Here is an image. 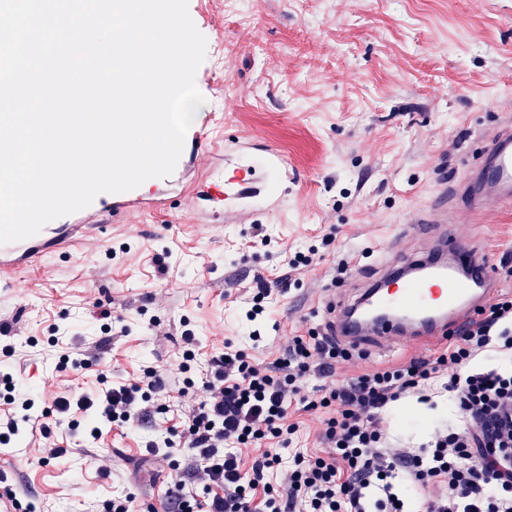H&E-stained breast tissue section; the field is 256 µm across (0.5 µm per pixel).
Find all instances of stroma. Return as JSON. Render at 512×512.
<instances>
[{
	"instance_id": "obj_1",
	"label": "stroma",
	"mask_w": 512,
	"mask_h": 512,
	"mask_svg": "<svg viewBox=\"0 0 512 512\" xmlns=\"http://www.w3.org/2000/svg\"><path fill=\"white\" fill-rule=\"evenodd\" d=\"M188 10L207 40L196 73L208 103L196 159L200 189L222 184L225 167L252 165L263 144L287 155L288 180L273 195L258 174L252 197L211 220L202 213L209 203L174 170L137 190L163 197L164 212L111 217L107 233L86 237L77 257L42 259L19 287L0 286V323L15 348L5 364L42 403L95 391L98 374L124 383L147 366L173 388L186 328L205 354L228 341L252 348L245 312L254 276L275 279L292 252L328 233L333 244L299 283L275 294L263 329L280 339L320 323V291L371 281L374 249L429 213L442 187L463 178L464 157L512 122L500 110L512 99V0H189ZM257 224L269 246L253 245ZM461 231L493 261L512 255V205ZM158 255L167 274L157 271ZM343 262L349 272L332 284ZM102 310L123 318L126 334L98 350L92 369L57 372L61 353L87 350L100 335ZM252 350L261 361L274 357ZM423 354L419 344H374L332 380ZM453 417L447 394L428 405L410 396L392 403L383 426L390 446L419 448ZM158 430L151 421L107 429L93 445L78 435L67 462L47 465L38 462V440L23 432L0 456L13 468L14 489L38 512H98L128 493L154 498L163 512L154 489L168 486L170 470L142 448ZM100 456L111 460L109 475L98 472Z\"/></svg>"
}]
</instances>
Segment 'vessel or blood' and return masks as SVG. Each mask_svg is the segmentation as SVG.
I'll use <instances>...</instances> for the list:
<instances>
[{
    "mask_svg": "<svg viewBox=\"0 0 512 512\" xmlns=\"http://www.w3.org/2000/svg\"><path fill=\"white\" fill-rule=\"evenodd\" d=\"M511 202L512 126L507 125L496 130L466 179L454 187L450 208L414 219V247H393L378 278L356 297L327 291L321 312L334 336L356 350L378 342L423 341L433 349L446 344L449 333L467 327L499 293L487 253L456 227ZM164 205L160 198L113 194L88 207L79 223L49 224L33 237L0 245V283L43 256L79 246L106 214H151Z\"/></svg>",
    "mask_w": 512,
    "mask_h": 512,
    "instance_id": "obj_1",
    "label": "vessel or blood"
}]
</instances>
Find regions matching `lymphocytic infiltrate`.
I'll list each match as a JSON object with an SVG mask.
<instances>
[{
  "label": "lymphocytic infiltrate",
  "instance_id": "lymphocytic-infiltrate-1",
  "mask_svg": "<svg viewBox=\"0 0 512 512\" xmlns=\"http://www.w3.org/2000/svg\"><path fill=\"white\" fill-rule=\"evenodd\" d=\"M182 341L183 380L171 395L147 368L129 383L115 385L101 374L93 394L55 397L31 427L49 442L48 459L69 453L57 438L60 424L76 433L91 414L130 427L167 415L176 401L180 412L165 437L144 445L171 470L166 512H409L407 498L393 490L402 472L426 492L416 512H512L511 294H500L437 357L366 369L337 385L326 377L361 354L333 341L326 326L288 337L266 364L228 342L201 367L196 336L183 332ZM484 352L497 354L504 367L458 375ZM311 377L319 384L308 391L303 382ZM431 386L450 394L454 419L422 451L390 447L385 410ZM295 398L317 415L323 451H298L286 461L280 451L300 430L288 419ZM34 405L13 375L0 371L1 445L19 432L17 410ZM179 450L192 458L190 472L181 471Z\"/></svg>",
  "mask_w": 512,
  "mask_h": 512
}]
</instances>
